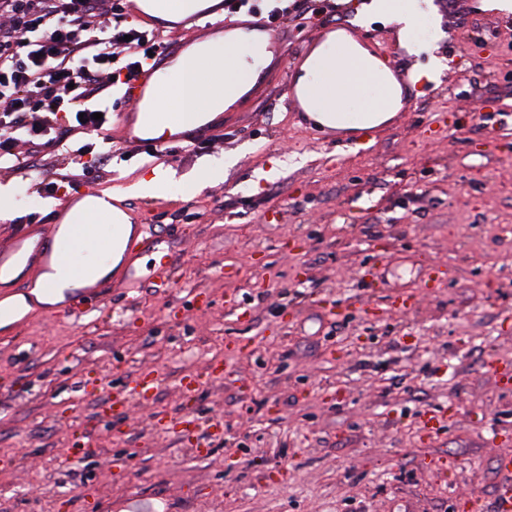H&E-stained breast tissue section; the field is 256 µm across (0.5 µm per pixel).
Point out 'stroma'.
Returning a JSON list of instances; mask_svg holds the SVG:
<instances>
[{"instance_id": "35a3bbf8", "label": "stroma", "mask_w": 512, "mask_h": 512, "mask_svg": "<svg viewBox=\"0 0 512 512\" xmlns=\"http://www.w3.org/2000/svg\"><path fill=\"white\" fill-rule=\"evenodd\" d=\"M370 2L309 0L201 141L158 158L130 142L82 177L163 239L170 277L130 304L111 270L90 318L39 308L0 334V512H494L512 483L495 465L512 456V12L431 0L405 47ZM339 23L419 84L366 143L285 104L290 54ZM495 111L491 147L478 116ZM157 167L173 186L145 196ZM7 183L5 247L59 204ZM434 266L447 278L429 290ZM146 367L155 398L104 414ZM186 415L188 432L164 429Z\"/></svg>"}]
</instances>
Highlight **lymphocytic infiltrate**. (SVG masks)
Here are the masks:
<instances>
[{
    "label": "lymphocytic infiltrate",
    "instance_id": "f902f5d3",
    "mask_svg": "<svg viewBox=\"0 0 512 512\" xmlns=\"http://www.w3.org/2000/svg\"><path fill=\"white\" fill-rule=\"evenodd\" d=\"M166 48L121 0H0V170L54 196L63 183L45 150L85 173L102 166L114 95Z\"/></svg>",
    "mask_w": 512,
    "mask_h": 512
}]
</instances>
